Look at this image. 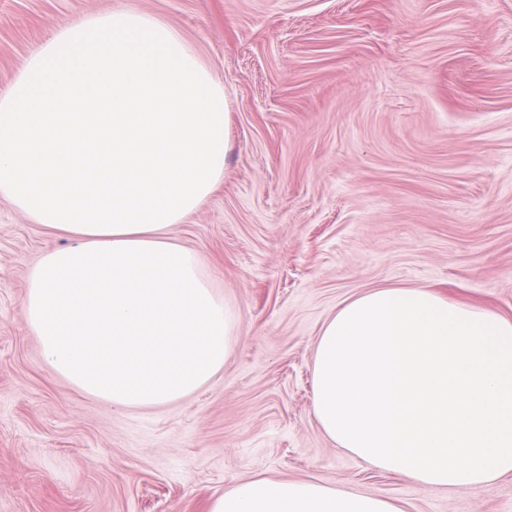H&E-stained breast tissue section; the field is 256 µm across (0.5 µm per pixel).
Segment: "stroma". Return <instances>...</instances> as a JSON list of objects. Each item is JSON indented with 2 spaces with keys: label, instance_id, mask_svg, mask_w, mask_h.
I'll return each instance as SVG.
<instances>
[{
  "label": "stroma",
  "instance_id": "1",
  "mask_svg": "<svg viewBox=\"0 0 512 512\" xmlns=\"http://www.w3.org/2000/svg\"><path fill=\"white\" fill-rule=\"evenodd\" d=\"M174 27L223 82L224 183L178 229L238 315L209 385L115 409L40 361L20 302L64 239L0 198V512H208L253 477L321 479L403 512H512V477L422 492L331 443L314 344L370 288L512 318V0H0V90L78 14Z\"/></svg>",
  "mask_w": 512,
  "mask_h": 512
}]
</instances>
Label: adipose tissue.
Wrapping results in <instances>:
<instances>
[{"instance_id":"adipose-tissue-1","label":"adipose tissue","mask_w":512,"mask_h":512,"mask_svg":"<svg viewBox=\"0 0 512 512\" xmlns=\"http://www.w3.org/2000/svg\"><path fill=\"white\" fill-rule=\"evenodd\" d=\"M224 86L139 11L77 15L0 91V198L70 243L43 252L21 307L44 365L115 407L172 403L231 357L238 317L177 228L224 181ZM321 432L426 491L512 476V319L430 288H372L324 322ZM210 512H401L323 480L236 482Z\"/></svg>"}]
</instances>
